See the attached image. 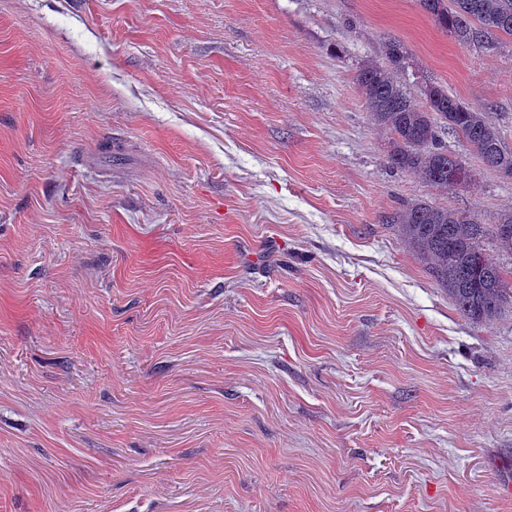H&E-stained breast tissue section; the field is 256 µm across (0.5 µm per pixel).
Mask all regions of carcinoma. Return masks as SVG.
<instances>
[{
    "label": "carcinoma",
    "instance_id": "carcinoma-1",
    "mask_svg": "<svg viewBox=\"0 0 512 512\" xmlns=\"http://www.w3.org/2000/svg\"><path fill=\"white\" fill-rule=\"evenodd\" d=\"M418 2L439 28L467 45L491 49L497 35L512 36V0ZM384 56L382 63L360 64L355 80L374 125L392 136V167L443 190L453 187L451 178L466 166L442 144L440 132L447 129L461 137L485 166L512 179V151L503 146L499 130L485 113L448 96L437 82L399 80L412 68L400 41L389 40ZM418 97L424 105H417ZM383 223L395 227L404 244L426 262L462 316L491 322L512 309V285L484 246L490 238L498 249L512 254V210L486 224L464 211L418 201L385 217Z\"/></svg>",
    "mask_w": 512,
    "mask_h": 512
}]
</instances>
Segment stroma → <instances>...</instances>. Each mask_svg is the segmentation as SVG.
<instances>
[{
	"label": "stroma",
	"mask_w": 512,
	"mask_h": 512,
	"mask_svg": "<svg viewBox=\"0 0 512 512\" xmlns=\"http://www.w3.org/2000/svg\"><path fill=\"white\" fill-rule=\"evenodd\" d=\"M392 38L512 150V37L418 0H0V512H512V312L381 222L512 181L390 166Z\"/></svg>",
	"instance_id": "35a3bbf8"
}]
</instances>
